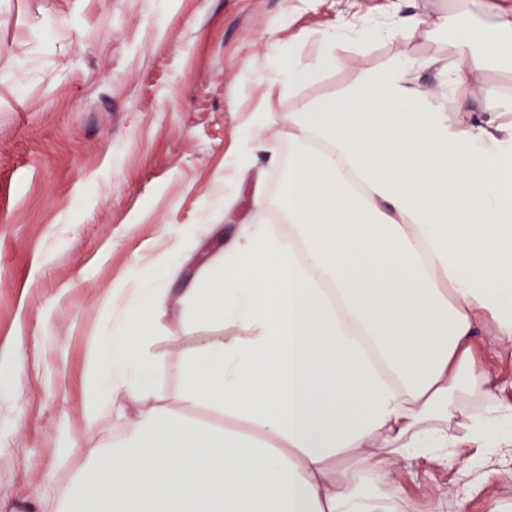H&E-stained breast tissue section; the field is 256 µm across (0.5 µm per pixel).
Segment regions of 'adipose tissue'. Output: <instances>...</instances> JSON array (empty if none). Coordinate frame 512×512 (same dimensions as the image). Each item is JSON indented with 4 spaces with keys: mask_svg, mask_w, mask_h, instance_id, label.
I'll use <instances>...</instances> for the list:
<instances>
[{
    "mask_svg": "<svg viewBox=\"0 0 512 512\" xmlns=\"http://www.w3.org/2000/svg\"><path fill=\"white\" fill-rule=\"evenodd\" d=\"M425 23L443 37L447 100L418 89L422 62L402 57L286 117L287 237L254 219L279 157L262 121L248 125L234 181L253 211L177 291L186 327L209 335L184 352L179 400L238 428L150 407L78 475L62 512H411L390 465L471 448L478 467L512 451V403L477 357L485 332L512 339V125L500 121L512 89H487L474 118L465 96L487 58L512 60V21ZM414 24L397 11L320 29L317 61L280 54L268 93L335 68L343 44ZM156 269L150 290L97 298L86 430L117 399H147L156 346L182 344L160 325L181 265L163 254Z\"/></svg>",
    "mask_w": 512,
    "mask_h": 512,
    "instance_id": "1",
    "label": "adipose tissue"
}]
</instances>
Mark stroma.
Wrapping results in <instances>:
<instances>
[{
	"mask_svg": "<svg viewBox=\"0 0 512 512\" xmlns=\"http://www.w3.org/2000/svg\"><path fill=\"white\" fill-rule=\"evenodd\" d=\"M395 0H0V512H59L76 472L117 431L82 434L85 360L100 292L155 276L160 253L221 210L224 180L245 149L252 113L266 115L280 157L283 119L341 96L361 74L400 57L439 56L417 29L399 41L348 46L336 68L292 95H266L269 59L296 44L320 55L318 29L388 18ZM457 0H415L466 28L495 19ZM282 20L276 38L268 27ZM309 37L295 42V35ZM182 349H164L153 386L188 420L234 427L177 399ZM23 351V368L14 354ZM478 354L512 403V341L482 336ZM397 476L413 512H489L512 504V455L474 471L419 461Z\"/></svg>",
	"mask_w": 512,
	"mask_h": 512,
	"instance_id": "obj_1",
	"label": "stroma"
}]
</instances>
